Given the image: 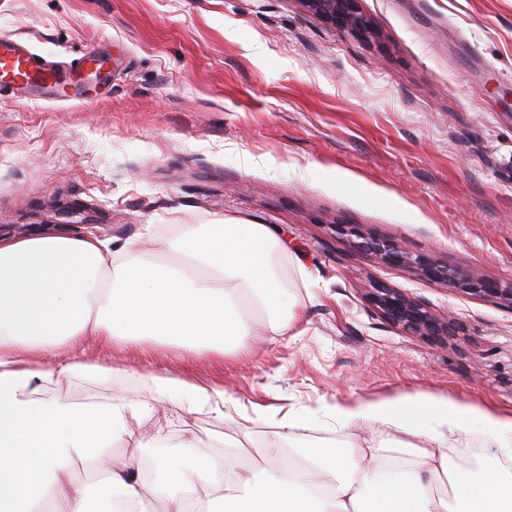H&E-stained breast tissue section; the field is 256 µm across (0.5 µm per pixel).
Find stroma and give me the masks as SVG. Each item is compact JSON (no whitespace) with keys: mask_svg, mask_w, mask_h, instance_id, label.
<instances>
[{"mask_svg":"<svg viewBox=\"0 0 512 512\" xmlns=\"http://www.w3.org/2000/svg\"><path fill=\"white\" fill-rule=\"evenodd\" d=\"M375 34L339 33L296 0H0V36L71 64L80 97L0 95V232L90 225L144 237L186 224L270 226L300 305L295 338L196 354L84 343L122 381L67 380V398L151 393L168 374L224 391V419L165 403L175 455L222 461L225 436L265 447L276 407L419 393L512 413V306L379 263L333 227L512 282V0H359ZM309 280H301V272ZM384 283L465 330L445 344L384 321Z\"/></svg>","mask_w":512,"mask_h":512,"instance_id":"35a3bbf8","label":"stroma"}]
</instances>
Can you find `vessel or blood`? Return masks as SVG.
<instances>
[{
  "label": "vessel or blood",
  "instance_id": "obj_1",
  "mask_svg": "<svg viewBox=\"0 0 512 512\" xmlns=\"http://www.w3.org/2000/svg\"><path fill=\"white\" fill-rule=\"evenodd\" d=\"M37 81L52 82L59 97L69 95V82L61 71L39 66L22 41L0 39V90L20 93Z\"/></svg>",
  "mask_w": 512,
  "mask_h": 512
}]
</instances>
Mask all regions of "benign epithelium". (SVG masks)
<instances>
[{
    "instance_id": "obj_1",
    "label": "benign epithelium",
    "mask_w": 512,
    "mask_h": 512,
    "mask_svg": "<svg viewBox=\"0 0 512 512\" xmlns=\"http://www.w3.org/2000/svg\"><path fill=\"white\" fill-rule=\"evenodd\" d=\"M300 7L319 17L332 29L360 37L375 33L371 20L359 7V0H296ZM337 230L354 236V247L373 254L389 265H410L433 282H446L449 286L473 296L503 300L512 305V283L502 284L472 273L443 266L426 255H411L402 246L385 242L373 236H362L344 226ZM367 300L390 325L409 336H417L434 343H445L459 334L462 325L452 316H438L419 302L409 298L397 288L378 283L367 294Z\"/></svg>"
}]
</instances>
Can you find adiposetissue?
<instances>
[{
  "label": "adipose tissue",
  "mask_w": 512,
  "mask_h": 512,
  "mask_svg": "<svg viewBox=\"0 0 512 512\" xmlns=\"http://www.w3.org/2000/svg\"><path fill=\"white\" fill-rule=\"evenodd\" d=\"M175 249L183 265L69 225L0 235V512H92L96 494L108 512H147L151 502L160 512H512L510 413L424 393L280 410L270 418L275 441L245 469L230 437L218 465L189 464L163 447L164 401L223 418L224 394L206 382L157 375L152 397L135 393L119 404L53 396L65 379H120L110 365L83 362L89 337L200 354L245 349L254 322L291 334L296 300L275 263L286 246L267 225L190 224ZM319 416L341 431L373 423L388 438L296 451V430ZM472 433L487 449L464 468L448 445ZM119 441L155 449L152 475L136 456H113ZM78 461L95 468L67 482Z\"/></svg>",
  "instance_id": "obj_1"
}]
</instances>
